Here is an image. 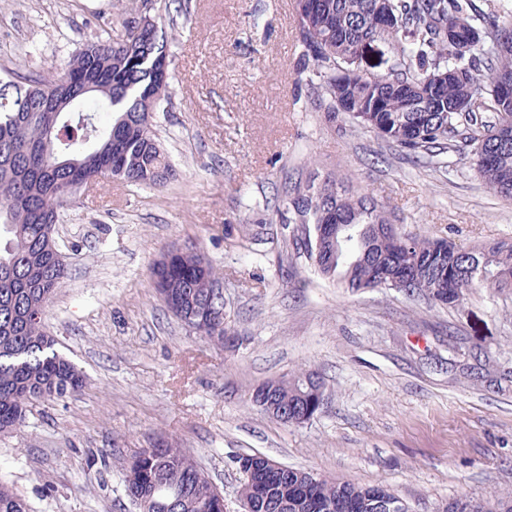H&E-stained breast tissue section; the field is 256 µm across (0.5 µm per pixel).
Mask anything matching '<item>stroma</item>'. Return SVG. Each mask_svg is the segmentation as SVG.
<instances>
[{
  "label": "stroma",
  "instance_id": "obj_1",
  "mask_svg": "<svg viewBox=\"0 0 512 512\" xmlns=\"http://www.w3.org/2000/svg\"><path fill=\"white\" fill-rule=\"evenodd\" d=\"M134 0H0V68L48 73ZM172 106L156 117L177 171L160 188L99 180L61 210L68 277L45 315L85 377L0 435V482L30 512H136L124 461L177 441L238 508L234 456L264 454L324 477L387 486L411 512L512 491V294L477 289L458 308L355 294L318 275L276 223L284 181L336 172L397 223L464 245L512 239V200L465 164L417 165L373 133L330 121L303 67L293 0H157ZM265 220L250 239L242 217ZM196 245L218 270L225 351L156 296L154 260ZM327 404L285 425L251 401L299 370Z\"/></svg>",
  "mask_w": 512,
  "mask_h": 512
}]
</instances>
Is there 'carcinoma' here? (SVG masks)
<instances>
[{"mask_svg": "<svg viewBox=\"0 0 512 512\" xmlns=\"http://www.w3.org/2000/svg\"><path fill=\"white\" fill-rule=\"evenodd\" d=\"M302 60L320 78L328 116L373 132L405 155L449 166L468 160L494 194L512 199V14L509 0H316L312 11L294 0ZM385 10L390 23L378 25ZM63 65L46 75L9 71L0 77V434L20 425L30 404L79 391L83 374L54 348L43 329L47 311L66 278L55 258L53 230L59 211L76 203L70 186L111 178L128 185L160 186L173 176L158 141L155 115L171 101L162 16L144 29L117 21ZM456 39L448 38V30ZM388 42L387 73H355L356 51L366 41ZM448 73L439 86L428 83ZM110 112L100 126L92 113ZM281 224H296L297 253L324 278L352 292L384 288L448 308L478 288L512 289V242L466 247L413 233L391 222L369 193L328 176L283 187ZM334 224L337 240L317 243L318 227ZM168 310L204 318L224 306L211 293L221 281L198 250H185L151 269ZM301 371L272 392L288 418L311 407ZM138 512H211L217 487L172 441L136 452L123 472ZM240 494L263 504L259 512H385L382 501L410 512L388 489L358 485L290 468L251 484ZM0 512H28L0 483ZM442 512H512V493L493 490L482 499H454Z\"/></svg>", "mask_w": 512, "mask_h": 512, "instance_id": "carcinoma-1", "label": "carcinoma"}]
</instances>
